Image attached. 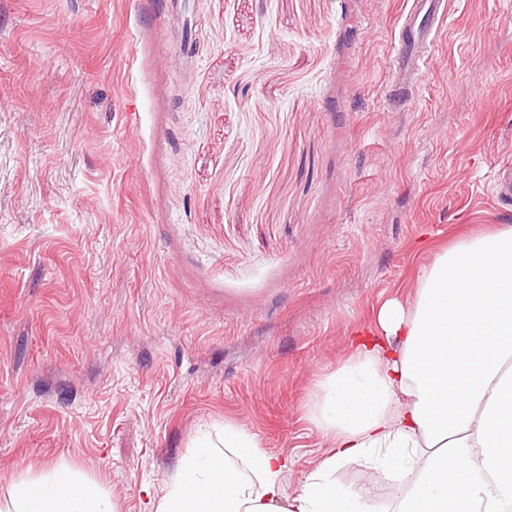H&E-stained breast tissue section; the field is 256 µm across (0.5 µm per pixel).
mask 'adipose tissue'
<instances>
[{
    "label": "adipose tissue",
    "instance_id": "adipose-tissue-1",
    "mask_svg": "<svg viewBox=\"0 0 512 512\" xmlns=\"http://www.w3.org/2000/svg\"><path fill=\"white\" fill-rule=\"evenodd\" d=\"M309 408L332 446L295 494L287 457L228 423L219 440L198 438L150 512H376L383 486L337 480L349 460L394 483L393 512H512V224L436 254L413 300L381 305ZM9 512L115 507L60 465L19 480Z\"/></svg>",
    "mask_w": 512,
    "mask_h": 512
}]
</instances>
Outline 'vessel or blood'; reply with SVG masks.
Returning a JSON list of instances; mask_svg holds the SVG:
<instances>
[{"mask_svg": "<svg viewBox=\"0 0 512 512\" xmlns=\"http://www.w3.org/2000/svg\"><path fill=\"white\" fill-rule=\"evenodd\" d=\"M448 15V0H404L393 34L394 53L386 84L392 112L410 111L414 90L427 69Z\"/></svg>", "mask_w": 512, "mask_h": 512, "instance_id": "1", "label": "vessel or blood"}]
</instances>
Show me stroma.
<instances>
[{
	"mask_svg": "<svg viewBox=\"0 0 512 512\" xmlns=\"http://www.w3.org/2000/svg\"><path fill=\"white\" fill-rule=\"evenodd\" d=\"M402 0H0V504L66 464L149 512L202 430L287 456L388 299L512 165V0H450L409 112Z\"/></svg>",
	"mask_w": 512,
	"mask_h": 512,
	"instance_id": "35a3bbf8",
	"label": "stroma"
}]
</instances>
